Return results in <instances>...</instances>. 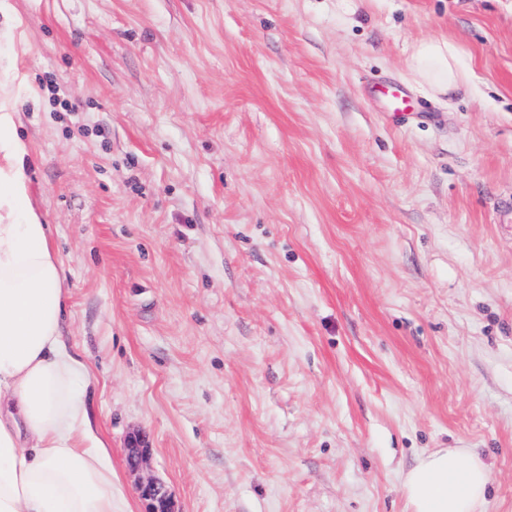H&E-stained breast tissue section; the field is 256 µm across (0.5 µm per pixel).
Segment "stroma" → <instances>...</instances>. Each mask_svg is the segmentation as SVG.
I'll use <instances>...</instances> for the list:
<instances>
[{"mask_svg": "<svg viewBox=\"0 0 512 512\" xmlns=\"http://www.w3.org/2000/svg\"><path fill=\"white\" fill-rule=\"evenodd\" d=\"M0 81L116 512L136 432L178 512H408L436 448L512 512V0H0ZM410 68L437 95L457 91L468 82L456 46L446 39L432 38L421 42L412 56Z\"/></svg>", "mask_w": 512, "mask_h": 512, "instance_id": "1", "label": "stroma"}]
</instances>
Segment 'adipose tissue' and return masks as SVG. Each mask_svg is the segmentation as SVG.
I'll return each instance as SVG.
<instances>
[{
    "mask_svg": "<svg viewBox=\"0 0 512 512\" xmlns=\"http://www.w3.org/2000/svg\"><path fill=\"white\" fill-rule=\"evenodd\" d=\"M410 68L435 94L468 82L456 46L428 39ZM28 148L0 88V512H115L112 456L86 399L93 376L63 336L67 286L27 193ZM478 454L439 448L405 476L411 512H479Z\"/></svg>",
    "mask_w": 512,
    "mask_h": 512,
    "instance_id": "adipose-tissue-1",
    "label": "adipose tissue"
}]
</instances>
